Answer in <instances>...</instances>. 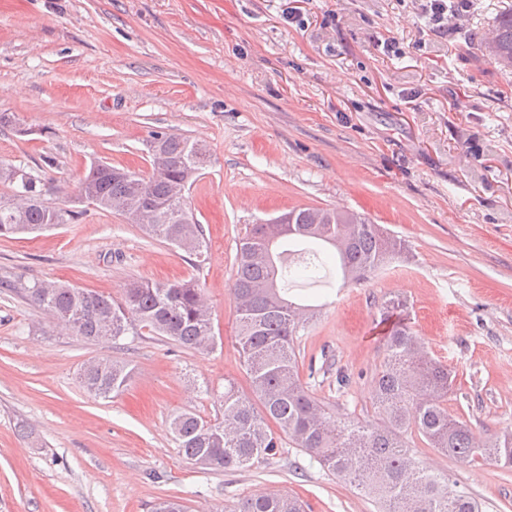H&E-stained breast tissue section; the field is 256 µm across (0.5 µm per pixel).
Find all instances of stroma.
Wrapping results in <instances>:
<instances>
[{"label":"stroma","instance_id":"1","mask_svg":"<svg viewBox=\"0 0 512 512\" xmlns=\"http://www.w3.org/2000/svg\"><path fill=\"white\" fill-rule=\"evenodd\" d=\"M512 0H474L452 33L427 34L394 0H0V164L47 173L80 217L0 236V512H235L288 493L307 512H376L291 441L244 469H201L168 421L224 417V386L249 393L231 286L249 225L299 207L354 210L407 252L365 285L296 281L317 307L297 340L306 385L336 418L374 416L383 306L407 302L428 355L456 376L449 413L475 434L512 429V74L478 40ZM298 8L303 26L285 21ZM396 38L387 58L376 40ZM200 140L210 160L187 190L208 249L201 265L123 216L77 202L92 161L151 170L150 134ZM196 278L217 346L202 354L142 329L91 341L31 305L52 279L121 298L133 280ZM109 357L132 382L88 394L80 366ZM349 374L336 387L337 371ZM482 512H512V468L410 442Z\"/></svg>","mask_w":512,"mask_h":512}]
</instances>
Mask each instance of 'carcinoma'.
Listing matches in <instances>:
<instances>
[{
    "mask_svg": "<svg viewBox=\"0 0 512 512\" xmlns=\"http://www.w3.org/2000/svg\"><path fill=\"white\" fill-rule=\"evenodd\" d=\"M483 55L512 69V7L503 9L481 41ZM151 172L94 162L79 182L77 199L99 210L127 202L145 232L199 259L206 249L202 225L187 207L185 191L206 163L204 144L161 131L151 134ZM0 182L14 187L0 196V236L34 233L71 223L76 211L57 206L59 188L50 178L23 167L0 165ZM291 224H254L240 241L231 291L236 303V343L250 378L252 395L224 387V420L212 423L194 413L171 419L182 454L204 468H242L276 454L280 435L307 451L344 482L361 487L378 512H481V504L448 477L419 468L407 437L420 436L431 448L464 462L493 461L512 466V431L476 437L468 422L448 413L454 378L448 366L428 357L424 344L403 321L391 323L386 354L374 379L376 416L342 426L324 402L302 382L296 340L308 319L288 299L299 277L320 279L325 263H299L277 251L291 243H322L335 250L343 283L361 284L407 251L405 241L384 233L367 216L351 212L353 224L336 209L286 212ZM25 298L76 334L118 341L137 326L200 353L215 348L211 307L197 282L134 281L119 301L66 283L41 280L23 288ZM128 365L110 358L84 364L81 381L101 398L126 389ZM239 512H305L288 494L243 499Z\"/></svg>",
    "mask_w": 512,
    "mask_h": 512,
    "instance_id": "obj_1",
    "label": "carcinoma"
}]
</instances>
